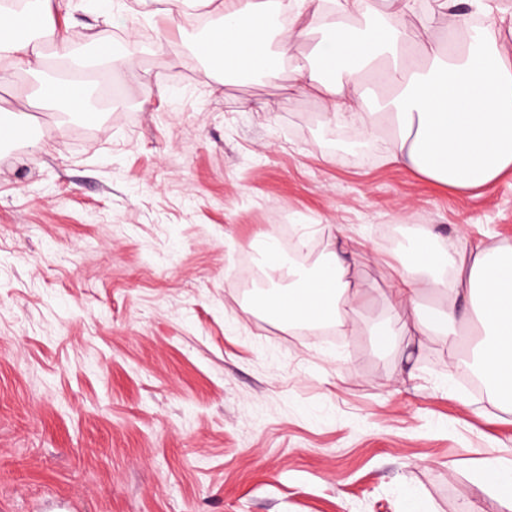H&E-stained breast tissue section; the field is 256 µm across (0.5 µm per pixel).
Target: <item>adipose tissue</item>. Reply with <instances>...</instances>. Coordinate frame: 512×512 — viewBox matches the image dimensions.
I'll return each instance as SVG.
<instances>
[{
  "mask_svg": "<svg viewBox=\"0 0 512 512\" xmlns=\"http://www.w3.org/2000/svg\"><path fill=\"white\" fill-rule=\"evenodd\" d=\"M66 0H32L28 11L0 9V80L17 66L34 78L33 96L43 107L80 112L88 107L89 86L74 74L98 64L125 62L117 49L102 47L94 57L77 54L61 37L53 4ZM203 0L212 18L207 40L213 54L226 62L241 60L239 39L254 34L255 53H276L293 60L292 32L273 38L271 29L253 32L256 16L292 12L294 29L315 24L321 32L313 68L296 67L300 88L327 99L329 117L354 122L365 138L384 137L389 159L427 178L469 191L492 185L512 169V42L469 28L458 46L429 38L422 49L402 26L416 0H388L376 11L374 0ZM36 28H28L29 17ZM69 64L58 74L47 65L42 44ZM379 70L395 95L390 115L366 109L359 91L363 76ZM334 81H326L325 73ZM390 129H383V119ZM415 259L394 270L388 302L396 317L373 330L379 344L389 345L399 330L440 336L454 342L458 324L467 319L463 305L476 312L482 338L473 349L476 365L490 395L512 406V249L481 239L462 250L455 243H435L425 236L414 244ZM354 258L344 248L329 253L312 274L289 266L274 242H266L262 270L268 284L259 299L289 328L320 329L332 323L337 333L353 330L354 313L364 289L350 278Z\"/></svg>",
  "mask_w": 512,
  "mask_h": 512,
  "instance_id": "obj_1",
  "label": "adipose tissue"
}]
</instances>
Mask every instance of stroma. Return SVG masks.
<instances>
[{"mask_svg": "<svg viewBox=\"0 0 512 512\" xmlns=\"http://www.w3.org/2000/svg\"><path fill=\"white\" fill-rule=\"evenodd\" d=\"M72 0L75 44L131 63L84 115L0 84L42 148L0 147V512H497L474 465L512 459V410L435 336L369 334L388 261L426 233L512 248V171L460 191L326 117L279 60L218 77L166 0ZM154 89L145 98L143 84ZM308 253L363 243L370 289L328 345L251 308L242 257L281 215Z\"/></svg>", "mask_w": 512, "mask_h": 512, "instance_id": "obj_1", "label": "stroma"}]
</instances>
